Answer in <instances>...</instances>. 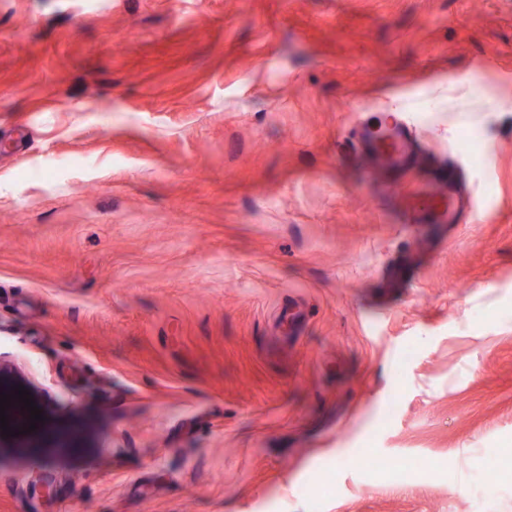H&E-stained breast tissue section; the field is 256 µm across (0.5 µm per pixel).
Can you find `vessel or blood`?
Listing matches in <instances>:
<instances>
[{
	"label": "vessel or blood",
	"mask_w": 512,
	"mask_h": 512,
	"mask_svg": "<svg viewBox=\"0 0 512 512\" xmlns=\"http://www.w3.org/2000/svg\"><path fill=\"white\" fill-rule=\"evenodd\" d=\"M349 150L364 161L371 176L384 187L404 224L457 228L479 221L465 168L420 129L405 110L390 108L385 119H364L349 139ZM57 420L32 422L29 413L15 416L13 431L34 429L42 435L60 428Z\"/></svg>",
	"instance_id": "vessel-or-blood-1"
}]
</instances>
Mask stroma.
Instances as JSON below:
<instances>
[{
	"label": "stroma",
	"mask_w": 512,
	"mask_h": 512,
	"mask_svg": "<svg viewBox=\"0 0 512 512\" xmlns=\"http://www.w3.org/2000/svg\"><path fill=\"white\" fill-rule=\"evenodd\" d=\"M397 100L482 222L375 201ZM0 376L79 443L0 512H512V0H0Z\"/></svg>",
	"instance_id": "35a3bbf8"
}]
</instances>
